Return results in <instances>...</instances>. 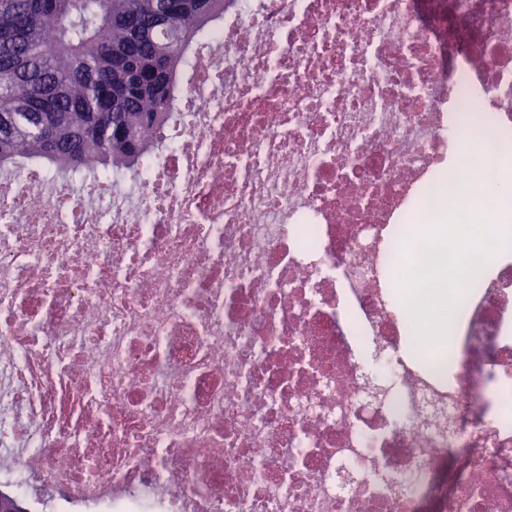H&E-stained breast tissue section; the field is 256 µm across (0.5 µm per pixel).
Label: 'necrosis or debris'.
<instances>
[{"mask_svg": "<svg viewBox=\"0 0 512 512\" xmlns=\"http://www.w3.org/2000/svg\"><path fill=\"white\" fill-rule=\"evenodd\" d=\"M228 0L136 169L0 175V489L61 512H512V261L414 355L429 188L512 134V0ZM467 103L464 112L448 103Z\"/></svg>", "mask_w": 512, "mask_h": 512, "instance_id": "1", "label": "necrosis or debris"}]
</instances>
